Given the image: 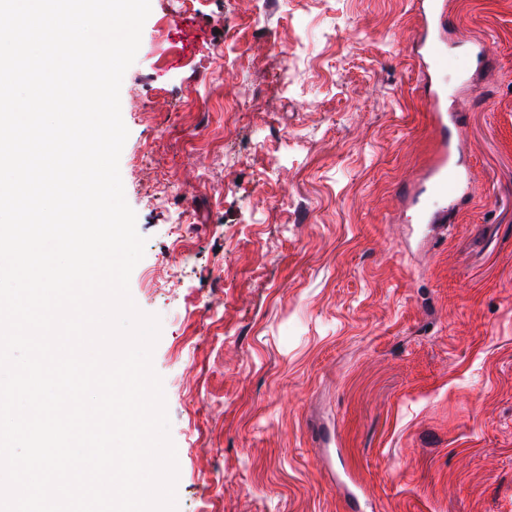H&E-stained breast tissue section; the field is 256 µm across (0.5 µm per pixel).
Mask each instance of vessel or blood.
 I'll return each instance as SVG.
<instances>
[{
	"mask_svg": "<svg viewBox=\"0 0 512 512\" xmlns=\"http://www.w3.org/2000/svg\"><path fill=\"white\" fill-rule=\"evenodd\" d=\"M418 12L417 43L424 51L419 74L427 88L426 104L436 132V152L412 203L417 206L423 223L444 224L448 221V207L459 201V189L466 178L453 158L454 149L461 145L460 115L453 103L462 94L447 88L449 63L443 34L449 13L444 0H419Z\"/></svg>",
	"mask_w": 512,
	"mask_h": 512,
	"instance_id": "obj_1",
	"label": "vessel or blood"
}]
</instances>
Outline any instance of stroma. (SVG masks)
I'll use <instances>...</instances> for the list:
<instances>
[{
	"mask_svg": "<svg viewBox=\"0 0 512 512\" xmlns=\"http://www.w3.org/2000/svg\"><path fill=\"white\" fill-rule=\"evenodd\" d=\"M150 4L120 172L177 512H512V0H450L470 179L425 237L415 0Z\"/></svg>",
	"mask_w": 512,
	"mask_h": 512,
	"instance_id": "35a3bbf8",
	"label": "stroma"
}]
</instances>
